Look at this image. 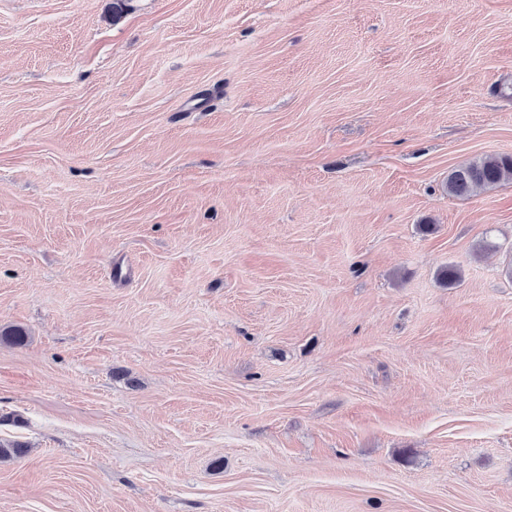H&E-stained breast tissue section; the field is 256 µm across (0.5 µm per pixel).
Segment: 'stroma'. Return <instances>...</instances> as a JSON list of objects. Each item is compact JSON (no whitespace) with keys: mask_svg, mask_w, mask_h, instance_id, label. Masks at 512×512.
I'll list each match as a JSON object with an SVG mask.
<instances>
[{"mask_svg":"<svg viewBox=\"0 0 512 512\" xmlns=\"http://www.w3.org/2000/svg\"><path fill=\"white\" fill-rule=\"evenodd\" d=\"M112 2L0 0V512H512V0ZM505 181L512 182V157L489 155L451 170L445 187L449 195L463 196Z\"/></svg>","mask_w":512,"mask_h":512,"instance_id":"1","label":"stroma"}]
</instances>
